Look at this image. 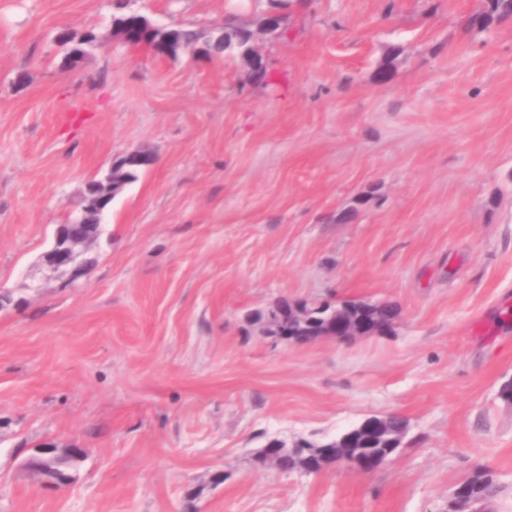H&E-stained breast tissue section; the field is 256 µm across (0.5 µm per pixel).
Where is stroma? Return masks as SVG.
I'll list each match as a JSON object with an SVG mask.
<instances>
[{"label":"stroma","mask_w":512,"mask_h":512,"mask_svg":"<svg viewBox=\"0 0 512 512\" xmlns=\"http://www.w3.org/2000/svg\"><path fill=\"white\" fill-rule=\"evenodd\" d=\"M121 0H0V512H448L475 468L512 512V20L484 0H301L235 57L112 38ZM207 31L267 0H128ZM91 29L67 67L57 32ZM387 81L378 70L390 48ZM79 275L41 263L114 157ZM392 301L385 336L273 342L281 299ZM409 422L371 471L259 463L371 416ZM81 448L67 486L25 462ZM512 19V0H486L483 20L485 28ZM140 157V150H134L116 157L112 161L107 174L100 179H93L89 182L90 186L97 191L101 199L115 198L126 185V179L122 167L124 164H129L137 161ZM77 449L80 448H59L55 443H46L38 449L37 455L27 460L26 466L39 478L42 484L56 488L54 482L48 476L49 470L55 463Z\"/></svg>","instance_id":"35a3bbf8"}]
</instances>
